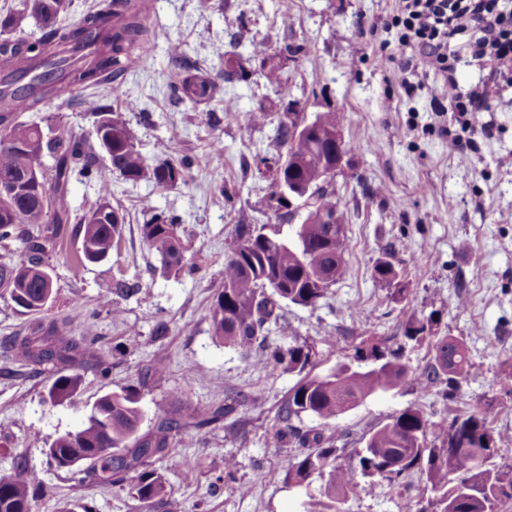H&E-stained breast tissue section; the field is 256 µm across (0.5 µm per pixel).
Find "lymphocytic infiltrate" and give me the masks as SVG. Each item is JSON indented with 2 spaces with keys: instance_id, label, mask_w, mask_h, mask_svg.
<instances>
[{
  "instance_id": "1",
  "label": "lymphocytic infiltrate",
  "mask_w": 512,
  "mask_h": 512,
  "mask_svg": "<svg viewBox=\"0 0 512 512\" xmlns=\"http://www.w3.org/2000/svg\"><path fill=\"white\" fill-rule=\"evenodd\" d=\"M384 28L394 34V49L381 52V60L396 53L403 69L418 67L438 77L442 92L432 96L431 105L439 112L448 104L458 112L462 132L449 136L448 146L461 147L472 114L485 111L512 86V0H397ZM463 33L472 39L471 56L480 72L466 91L458 79L465 62L450 49Z\"/></svg>"
}]
</instances>
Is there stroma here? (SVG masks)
<instances>
[{"label":"stroma","mask_w":512,"mask_h":512,"mask_svg":"<svg viewBox=\"0 0 512 512\" xmlns=\"http://www.w3.org/2000/svg\"><path fill=\"white\" fill-rule=\"evenodd\" d=\"M146 2L151 38L122 79L120 97L104 82L83 90L81 101L55 103L21 119L91 140L96 118L82 102L96 98L126 122L148 164L187 157L193 165L186 183L168 188L113 174L108 199L126 217L123 237L107 259L79 267L73 263L82 245L77 220L102 195L96 179L73 181L68 200L75 221L60 247L44 257L54 277L51 301L34 315L0 293V475L13 473L20 457L39 472L46 493L33 512H60L78 500L93 502L95 512H403L409 499L425 512H440L439 495L420 469L412 470L407 489L363 478L336 503L325 493L326 477L288 481L292 450L269 441L281 404L302 377L327 374L351 360L359 344L395 346L410 317L429 315L442 333L468 347L473 368L460 380L457 398L404 383L338 416L332 430L351 450L410 406L439 425L489 405L494 463L512 469V391L505 386L512 380V165L506 163L512 158V98L475 113V125L490 126V136L452 150L448 133L457 115L431 110L434 77H422V89L409 95L397 63L377 61L372 29L394 0ZM175 43L211 77L228 59L246 77L225 84L222 100L176 101L170 94L180 76L170 54ZM259 43L292 52L271 73L254 52ZM130 101L136 110L127 109ZM262 104L273 107L266 121L246 127L247 113ZM294 109L310 118L343 114L349 145L333 183L345 214L346 271L317 306L283 304L280 323L267 334L272 344L309 347L310 363L301 373L254 365L212 338L209 319L238 225L269 224L285 237L301 221L274 214L270 181L257 168L259 158L283 154L279 116ZM154 212L180 219L185 251L179 272L164 270L142 242L141 226ZM382 259L404 282V299L375 277ZM119 281L131 291L116 299L112 289ZM111 298L120 318L104 306ZM66 318L72 336L91 352L82 363L27 364L3 347L33 322ZM101 359L112 365L105 377L98 372ZM157 364L162 373H153ZM62 375L78 376V386L70 398L50 404L49 389ZM125 389L142 412L140 435L152 433L161 418L180 424L168 453L149 464L166 488L149 508L137 498L135 475L112 486L80 483L50 466L45 454L58 435L84 427L101 397ZM230 395L241 398L233 413L195 428L198 414ZM184 458L196 465L193 478L181 471ZM228 458L237 464L232 482L222 479Z\"/></svg>","instance_id":"obj_1"}]
</instances>
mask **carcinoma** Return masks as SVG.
<instances>
[{
    "label": "carcinoma",
    "mask_w": 512,
    "mask_h": 512,
    "mask_svg": "<svg viewBox=\"0 0 512 512\" xmlns=\"http://www.w3.org/2000/svg\"><path fill=\"white\" fill-rule=\"evenodd\" d=\"M68 7L69 0H26L29 16L45 28L37 40V54L28 40L12 35L18 19L10 14L0 16V73H6L0 83V97L12 99L11 107L0 110V183H19L31 170L42 169L44 158L54 161L51 185L39 191L30 188L14 196H0V244H21L17 256L0 263V289L32 313L42 311L45 291L54 288L52 272L42 263V255L58 243L60 226L71 223L68 186L72 180L96 178L105 199L114 171L128 181L147 179L161 187H174L186 182L190 168L185 159L147 165L126 123L111 114L106 116L111 139L97 135L94 146L82 136L52 137L37 124L19 120L20 113L63 101L79 89L99 84L106 74L118 80L131 67L136 51L149 41L147 12L141 0H98L79 25H57L58 16ZM255 53L263 56L268 70L279 68V52L258 44ZM20 59L28 61L31 69H14V62ZM216 90L217 83L209 76L190 73L172 86L175 97L191 103L212 99ZM315 120L314 131L301 139L278 123L277 139L290 157L284 169L285 184L289 186L311 181L334 150L326 134L328 129L341 125L343 116L335 111L319 112ZM7 140L19 142L24 148L7 147ZM97 147L112 157L109 166H97ZM101 209L102 205H97L78 221L83 229L82 254L77 256L80 263L106 259L123 237L124 214L114 208L112 219L105 222L98 218ZM310 211V222L297 225L291 239L280 237L279 231L265 224L239 228L240 243L224 259L223 285L210 310L211 335L224 346L252 356L257 364L304 370L310 358L305 345L270 347L265 344V332L271 323L279 321L280 303L314 307L330 288L328 283L318 284L320 275L332 273L339 279L344 273L348 238L330 223L334 217L344 222L334 190L318 189ZM141 237L166 269H181L184 249L175 217L153 214L142 225ZM69 328L68 320L49 328L38 324L20 341L17 354L35 363L73 361L78 346L67 338ZM403 337L417 343L427 339L432 346L431 361L419 372L409 370L403 362V343L388 352L376 347L366 351L358 346L354 360H371L373 366L354 369L342 364L291 390L281 408L283 425L273 432L276 444L289 443L297 448L286 477L299 483L326 472V494L338 500L357 487L360 476H379L398 485L417 467L440 493L439 502L445 505L442 512H496L502 499L512 500V470L501 471L492 464L496 448L489 425L493 410L489 406L452 417L438 437L439 448L428 446L429 421L423 412L408 407L371 432L364 448L350 455V462L344 465L336 463L344 449L336 447L335 434L322 430L303 433L290 424L292 417L303 413L327 424L370 395L408 379L422 390L444 381L447 388L442 395L446 397L456 390L459 379L470 374L472 363L465 343L439 335V322L433 317H410ZM77 383L76 375L60 376L50 392L63 399ZM140 419L131 394H107L97 401L83 429L57 437L52 447L61 455L80 454L85 468L78 473L86 480L112 484L131 472L139 473L138 498L151 503L165 495V487L147 470V464L155 454L166 450L173 422L163 419L153 435L139 437ZM41 487L38 473L18 463L15 474L0 475V512H32Z\"/></svg>",
    "instance_id": "1"
}]
</instances>
